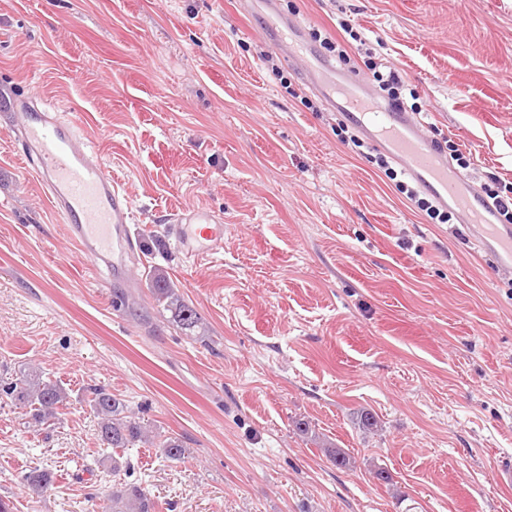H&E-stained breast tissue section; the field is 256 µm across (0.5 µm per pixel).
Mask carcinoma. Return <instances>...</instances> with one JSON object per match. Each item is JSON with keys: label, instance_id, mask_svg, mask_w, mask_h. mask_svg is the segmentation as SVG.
<instances>
[{"label": "carcinoma", "instance_id": "cac0c4a2", "mask_svg": "<svg viewBox=\"0 0 512 512\" xmlns=\"http://www.w3.org/2000/svg\"><path fill=\"white\" fill-rule=\"evenodd\" d=\"M155 298L164 304L175 321L184 329H191L200 320L197 311L178 296L173 286L161 276L156 277ZM27 410L30 424L34 427L46 425L57 418L58 410L67 400L61 383L46 376L40 368L30 366L17 378H0V399ZM87 404L98 418V440L104 448H112V475H125L126 480L112 486L110 504L106 512H154L155 503L138 483L128 480L131 463L116 453L119 448H136L151 444L160 449L169 460L178 461L184 456V448L177 437L160 438L140 418L128 411L123 401L104 387L87 390ZM24 485L36 496L43 495L53 484L52 472L44 467H34L23 477Z\"/></svg>", "mask_w": 512, "mask_h": 512}]
</instances>
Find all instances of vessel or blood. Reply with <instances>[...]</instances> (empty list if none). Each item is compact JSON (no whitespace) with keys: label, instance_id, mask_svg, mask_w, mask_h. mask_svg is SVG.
Instances as JSON below:
<instances>
[{"label":"vessel or blood","instance_id":"obj_1","mask_svg":"<svg viewBox=\"0 0 512 512\" xmlns=\"http://www.w3.org/2000/svg\"><path fill=\"white\" fill-rule=\"evenodd\" d=\"M263 29L288 61H302L304 72L323 68L326 76L316 80L314 89L331 109L357 125L376 149L400 163L439 204L458 213L469 224L479 250L490 254L498 266L512 269V225L495 223L476 188L442 158L433 140L420 132L408 114L372 97L358 77L336 78L331 62L315 66L312 48L294 36L275 8H268ZM9 108L16 119L14 142L39 177L78 256L106 279H123L131 207L99 149L54 106L18 94ZM171 235L186 257H207L224 243V221L208 208L189 207L174 216Z\"/></svg>","mask_w":512,"mask_h":512}]
</instances>
